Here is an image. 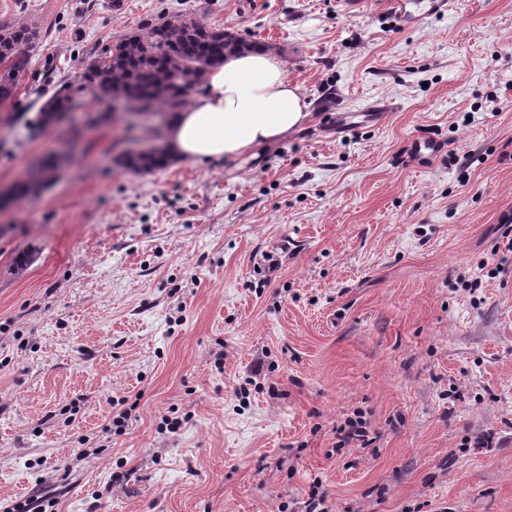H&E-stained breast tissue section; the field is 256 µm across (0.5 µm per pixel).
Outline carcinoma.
Returning a JSON list of instances; mask_svg holds the SVG:
<instances>
[{
  "label": "carcinoma",
  "instance_id": "1",
  "mask_svg": "<svg viewBox=\"0 0 512 512\" xmlns=\"http://www.w3.org/2000/svg\"><path fill=\"white\" fill-rule=\"evenodd\" d=\"M35 29L0 24V98L10 97L19 79L30 68ZM258 44L205 23L169 18L148 23L123 38L92 53L79 86L59 87L39 113L45 123L60 107L80 104V93L90 87L100 98H121L129 108L145 111L155 105L174 112L183 106L192 88L204 82L207 72L224 63L229 54ZM166 161L165 150L149 145L129 156L126 164L139 171H152Z\"/></svg>",
  "mask_w": 512,
  "mask_h": 512
}]
</instances>
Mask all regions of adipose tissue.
<instances>
[{
	"label": "adipose tissue",
	"mask_w": 512,
	"mask_h": 512,
	"mask_svg": "<svg viewBox=\"0 0 512 512\" xmlns=\"http://www.w3.org/2000/svg\"><path fill=\"white\" fill-rule=\"evenodd\" d=\"M309 117L282 61L262 50L239 52L212 68L203 93L171 115L167 153L179 162L235 159L279 143Z\"/></svg>",
	"instance_id": "adipose-tissue-1"
}]
</instances>
